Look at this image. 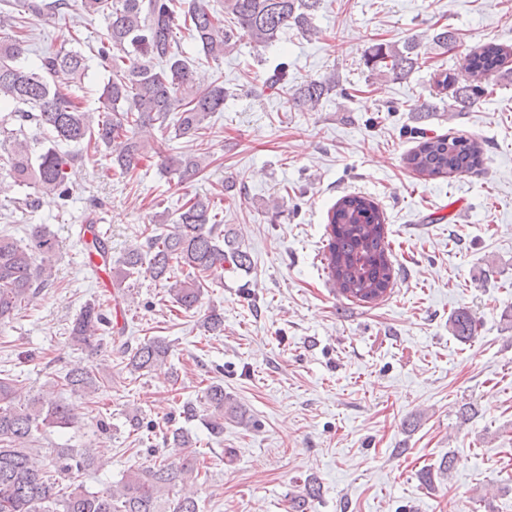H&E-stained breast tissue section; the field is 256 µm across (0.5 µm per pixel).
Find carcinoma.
Segmentation results:
<instances>
[{
  "mask_svg": "<svg viewBox=\"0 0 512 512\" xmlns=\"http://www.w3.org/2000/svg\"><path fill=\"white\" fill-rule=\"evenodd\" d=\"M323 0H224V13L212 12L191 0L178 14L177 0H81L88 15L101 14L106 31L98 38L93 57L111 73L98 96V107L88 110L72 87L80 84L90 68L81 49L72 47L45 54L34 68L18 65L26 53L27 25L13 15L19 6L34 17L65 16L69 0H3L0 11V110L10 112L0 121L27 123L42 129L47 144L35 149L27 140L13 139L7 148L8 175L14 184L29 190L22 204L34 209L40 196L53 194L66 205L73 197L66 167L86 147L103 158L108 168L128 175L141 166L149 153L161 160L165 174L186 178L200 172L205 159L191 154H169L165 144L150 145L138 130L159 125L173 127L175 136H194L207 127L205 121L224 111L228 91L214 82L202 89L196 71L184 55L175 30L183 27L205 60L224 58V50L246 35L258 45L278 40L294 27L315 35L314 20ZM432 41L448 50L457 43L456 33L442 27ZM512 55L509 46L487 44L475 51L467 75L451 72L434 76L440 93H448V109L465 112L493 91L497 83L512 77L504 68ZM420 42L415 36L402 46L376 43L364 55L373 72L402 79L419 65ZM332 75L310 80L294 89L292 101L302 112L314 110L336 91ZM71 145L76 151L62 150ZM407 166L420 177H453L476 172L483 165V149L477 139L436 136L421 142L406 156ZM224 219L214 198L196 195L179 209L172 227L152 231L145 245L126 251L108 263V275L120 288L136 276L160 282L174 303L186 311L201 304V278L229 263L240 269L251 266L247 252L236 238L221 229ZM383 211L371 199L348 194L328 212L327 263L325 268L340 293L359 302L383 298L392 279V251L384 231ZM58 241L44 225L31 227L27 242L0 234V325L11 322L38 290L52 279L51 259ZM214 336L224 333V313L211 306L203 322ZM452 336L461 343L472 341L475 318L466 310L449 320ZM100 334L116 341L118 331L99 306L88 303L71 323L72 345L88 351L102 348ZM171 345L153 337L132 347L124 341L119 352L132 372L148 371L167 360ZM99 370L86 368L66 373L62 386L92 396L101 388ZM207 416L210 433H224V421H244L245 412L224 385L212 383L203 392L201 406L183 403L180 415L190 422ZM76 422L69 406L49 393L17 403L15 380L0 377V512H199L195 497L178 494L176 487L199 476L196 441L183 428L172 432L174 447L184 451L180 461L159 460L148 467L131 468L121 480L101 492H90L77 482L80 474L103 467L89 448H57L51 460L28 447L34 433L45 428L67 427ZM320 487L309 482L292 501L293 512H306Z\"/></svg>",
  "mask_w": 512,
  "mask_h": 512,
  "instance_id": "obj_1",
  "label": "carcinoma"
}]
</instances>
